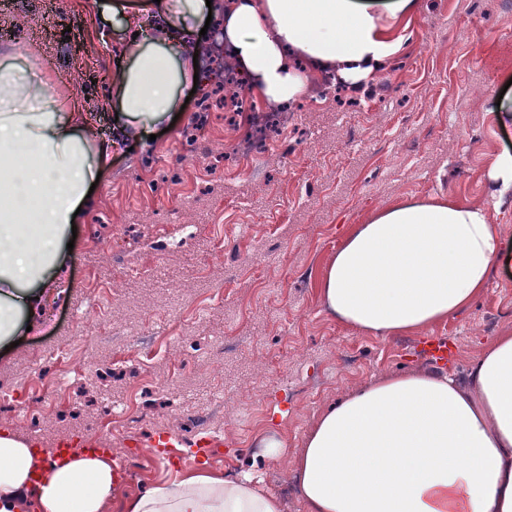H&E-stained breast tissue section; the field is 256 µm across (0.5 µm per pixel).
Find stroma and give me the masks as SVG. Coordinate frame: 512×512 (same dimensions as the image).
Segmentation results:
<instances>
[{"label":"stroma","instance_id":"1","mask_svg":"<svg viewBox=\"0 0 512 512\" xmlns=\"http://www.w3.org/2000/svg\"><path fill=\"white\" fill-rule=\"evenodd\" d=\"M98 0H0V57L45 77L62 104L104 112L123 43L95 30ZM71 27L66 41L53 29ZM403 35L391 80L353 93L326 90L319 106L297 100L289 132L273 131L252 159L233 148L232 117L215 69L177 120L114 150L77 227L74 255L55 300L42 306L18 346L0 348V380L25 398L35 366L50 384L47 352L86 340L56 413L25 419L0 407V430L41 447L80 438L143 372L160 385L135 396L138 422L109 448H158L166 433L198 439L242 420L263 402L258 439L300 447L319 412L352 387L387 373L433 368L418 337L383 341L336 320L320 302L321 278L338 244L376 208L402 198L453 195L489 207L502 253L487 291L431 334L454 349L465 382L479 343L512 331V193L499 194L487 168L512 152V120L495 115L512 100V0H421ZM286 142L280 150L278 142ZM243 227L226 243L216 214ZM327 377V389L293 402L290 385ZM225 463L260 480L303 512L285 465L231 434Z\"/></svg>","mask_w":512,"mask_h":512}]
</instances>
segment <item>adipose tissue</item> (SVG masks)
<instances>
[{
  "label": "adipose tissue",
  "mask_w": 512,
  "mask_h": 512,
  "mask_svg": "<svg viewBox=\"0 0 512 512\" xmlns=\"http://www.w3.org/2000/svg\"><path fill=\"white\" fill-rule=\"evenodd\" d=\"M419 0H227L222 28L238 72L262 99L303 97L305 72L349 83L377 78L398 55L393 24ZM206 0H173L160 23L101 5V28L122 17L127 39L109 85L119 130H148L181 111L194 83ZM0 344L32 324L35 308L72 253L73 215L112 155L113 142L77 104L59 108L48 82L0 65ZM487 208L459 198H409L377 208L330 257L320 290L344 324L379 339L421 334L469 307L499 257ZM36 443L0 434V512H105L117 485L110 459L43 462ZM267 457L294 475L305 512H512V332L479 345L466 383L418 369L386 375L329 405L301 447L278 439ZM252 475L201 468L163 478L126 512H282Z\"/></svg>",
  "instance_id": "1"
}]
</instances>
